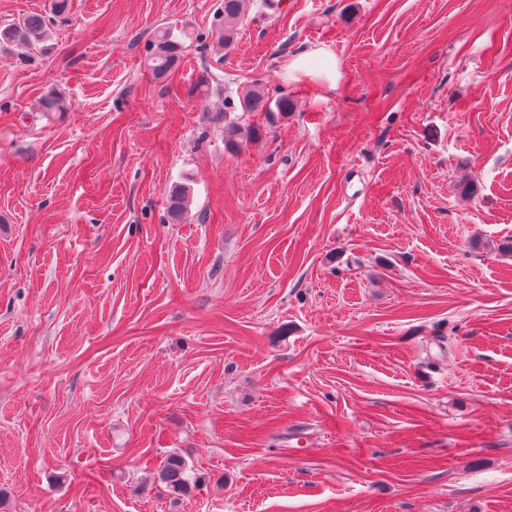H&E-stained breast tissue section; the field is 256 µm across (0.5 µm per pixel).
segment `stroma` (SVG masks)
Returning <instances> with one entry per match:
<instances>
[{"instance_id": "stroma-1", "label": "stroma", "mask_w": 512, "mask_h": 512, "mask_svg": "<svg viewBox=\"0 0 512 512\" xmlns=\"http://www.w3.org/2000/svg\"><path fill=\"white\" fill-rule=\"evenodd\" d=\"M286 3L0 49V512H512V0ZM243 8V0H224V19H222L221 42L229 46L237 34L236 25ZM179 42L169 29L159 30L153 39L148 69L157 77L169 73L179 60ZM188 468L181 456L169 455L161 466L158 477L174 492H182L190 486Z\"/></svg>"}]
</instances>
